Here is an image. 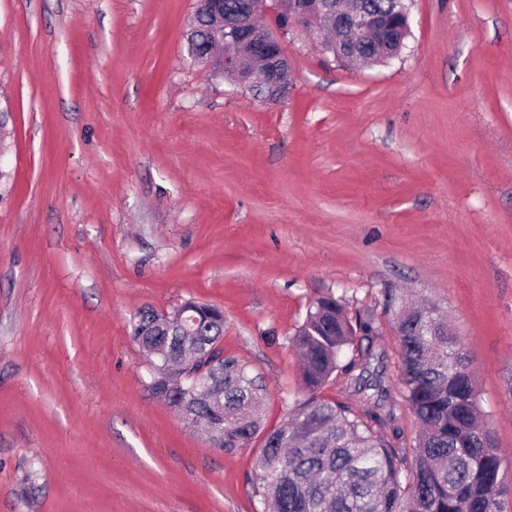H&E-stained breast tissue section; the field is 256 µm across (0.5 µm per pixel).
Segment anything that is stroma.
I'll use <instances>...</instances> for the list:
<instances>
[{"label": "stroma", "instance_id": "1", "mask_svg": "<svg viewBox=\"0 0 512 512\" xmlns=\"http://www.w3.org/2000/svg\"><path fill=\"white\" fill-rule=\"evenodd\" d=\"M194 4L0 0V512H265L261 439L214 447L146 386L132 324L188 298L269 429L315 299L392 379L390 298L435 305L512 458V0H412L359 69L278 32L271 106L190 65Z\"/></svg>", "mask_w": 512, "mask_h": 512}]
</instances>
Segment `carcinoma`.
Wrapping results in <instances>:
<instances>
[{
  "mask_svg": "<svg viewBox=\"0 0 512 512\" xmlns=\"http://www.w3.org/2000/svg\"><path fill=\"white\" fill-rule=\"evenodd\" d=\"M364 11L389 17L397 0H357ZM200 27L187 37V54H215L211 16L200 7ZM384 47L365 39L363 52L350 66L383 61ZM399 337L398 396L386 384L383 357L370 370V349L356 346L354 325L333 296L317 299L292 345L302 358L303 398L283 422L262 433V386L247 365L230 356L215 366L212 376L224 389V409L211 408L201 398H163L183 405L190 419L213 425L224 433V450L246 448L263 435L259 470L263 496L272 512H508L504 499L512 496L506 481L512 462L490 436L482 420L472 361L461 338L434 306H400L394 325ZM224 324L213 323L193 333L195 350L219 348ZM132 340L150 353L155 366L173 364L167 372L172 390L183 374L178 359L180 339L157 321L155 313L139 314ZM345 393L366 396L369 406L358 410L321 395L330 381ZM408 407L421 432L407 445L396 411Z\"/></svg>",
  "mask_w": 512,
  "mask_h": 512,
  "instance_id": "cac0c4a2",
  "label": "carcinoma"
}]
</instances>
